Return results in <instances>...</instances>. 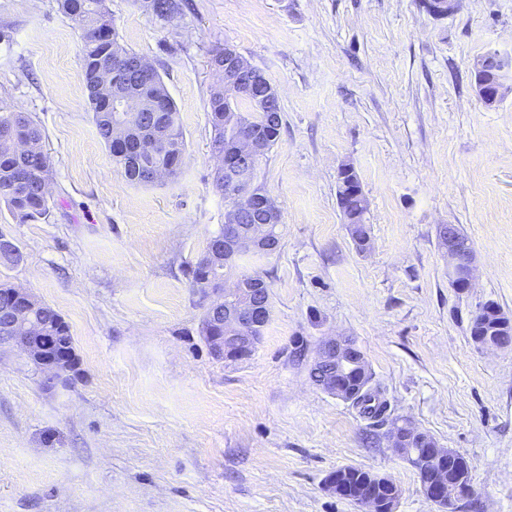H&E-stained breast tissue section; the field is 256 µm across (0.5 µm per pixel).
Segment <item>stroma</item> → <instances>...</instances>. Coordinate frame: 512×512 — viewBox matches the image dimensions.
I'll use <instances>...</instances> for the list:
<instances>
[{
  "label": "stroma",
  "instance_id": "35a3bbf8",
  "mask_svg": "<svg viewBox=\"0 0 512 512\" xmlns=\"http://www.w3.org/2000/svg\"><path fill=\"white\" fill-rule=\"evenodd\" d=\"M173 20L107 0L120 44L162 75L185 138L177 178L130 183L91 118L80 31L57 0H0V114L42 127L48 220L0 231L21 259L0 283L69 324L80 372L52 385L0 347V512H363L326 482L343 467L400 489L396 512H439L393 448L399 417L467 458L466 512H512V345L471 321L512 318V93L486 106L473 64L512 57V0H189ZM236 49L276 88L280 136L257 180L281 214L266 275L272 316L253 355L215 359L205 297L185 270L224 224L213 184L210 52ZM368 200L357 250L337 203L341 165ZM469 237L453 288L440 225ZM352 338L385 391L382 420L309 378L322 339ZM375 433L376 444L363 443ZM470 337L474 344L480 347L490 338H509V340L489 343L485 347L509 346L512 341V321L501 312L500 308L492 302L485 303L473 317Z\"/></svg>",
  "mask_w": 512,
  "mask_h": 512
}]
</instances>
